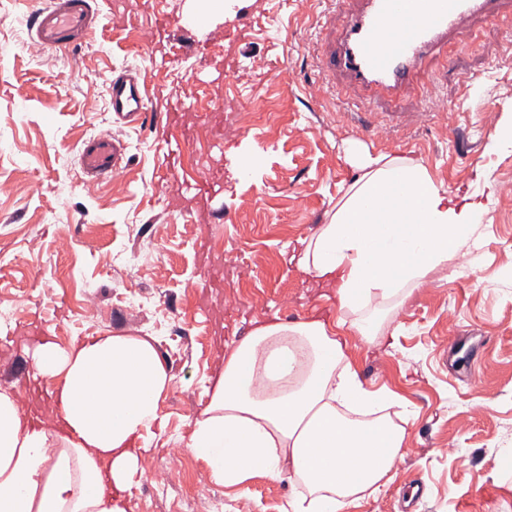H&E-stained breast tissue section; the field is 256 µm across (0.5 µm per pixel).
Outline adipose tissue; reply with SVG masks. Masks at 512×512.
<instances>
[{
  "instance_id": "obj_1",
  "label": "adipose tissue",
  "mask_w": 512,
  "mask_h": 512,
  "mask_svg": "<svg viewBox=\"0 0 512 512\" xmlns=\"http://www.w3.org/2000/svg\"><path fill=\"white\" fill-rule=\"evenodd\" d=\"M359 176L297 259L298 270L335 282L355 320L254 322L207 380L209 401L188 448L214 483L289 477L283 512H348L379 495L403 456L411 403L360 380L346 350L373 346L377 309L471 239L481 205H452L419 163L364 156ZM53 420L34 422L19 395L0 391V512H129L147 443L162 424L173 377L148 336H101L32 349Z\"/></svg>"
}]
</instances>
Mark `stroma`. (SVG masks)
<instances>
[{"label":"stroma","instance_id":"stroma-1","mask_svg":"<svg viewBox=\"0 0 512 512\" xmlns=\"http://www.w3.org/2000/svg\"><path fill=\"white\" fill-rule=\"evenodd\" d=\"M192 0H97L92 35L70 52H33L24 0H0V387L31 371L27 347L95 336H149L173 376L160 402L164 427L146 464L168 467L186 447L204 387L227 345L254 321L300 322L330 308L336 290L299 273L301 242L327 223L359 154L421 164L454 204L483 207L474 243L392 305L395 335L352 342L365 384L388 387L414 406L393 483L351 512H402L421 482L417 512H512V147L488 150L512 123V15L458 30L435 54L422 94L387 139L360 131L366 110L386 106L326 83L318 30L325 0H234L231 14L199 21L197 51L156 41L159 17L185 20ZM139 71L152 96L176 92L193 138L158 113L112 123L113 72ZM222 106L220 126L198 112ZM109 132L124 166L106 181L81 171L83 143ZM169 167L170 180L159 168ZM202 176L223 188L201 199ZM495 192H488L487 182ZM96 306L84 314L82 291ZM139 307L127 314L130 295ZM458 453L448 457L447 446ZM131 489L130 512H281L288 480L256 478L245 491L215 484L189 458L186 474L153 493Z\"/></svg>","mask_w":512,"mask_h":512}]
</instances>
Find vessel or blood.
<instances>
[{"label":"vessel or blood","mask_w":512,"mask_h":512,"mask_svg":"<svg viewBox=\"0 0 512 512\" xmlns=\"http://www.w3.org/2000/svg\"><path fill=\"white\" fill-rule=\"evenodd\" d=\"M343 15L328 13L338 25L321 57L328 80L343 78L366 98L385 101L397 118L404 95L417 92L428 55L444 47L462 23L495 21L512 9V0H336ZM96 0H39L28 11L29 32L46 46L72 48L91 32ZM116 122H139L149 110L144 81L131 74L114 76L107 86ZM81 166L92 179L110 176L123 163L122 147L110 134L94 136L80 151Z\"/></svg>","instance_id":"obj_1"}]
</instances>
